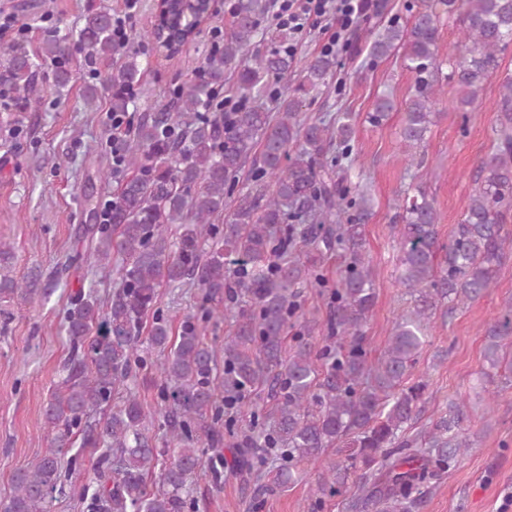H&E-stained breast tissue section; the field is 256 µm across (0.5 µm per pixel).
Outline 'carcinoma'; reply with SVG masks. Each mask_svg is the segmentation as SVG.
Wrapping results in <instances>:
<instances>
[{
    "mask_svg": "<svg viewBox=\"0 0 512 512\" xmlns=\"http://www.w3.org/2000/svg\"><path fill=\"white\" fill-rule=\"evenodd\" d=\"M271 2L236 0L230 34L206 56L201 74L138 124L143 158H128L137 173L125 182L111 223L77 227L97 266L105 269L113 255L121 257L118 283L106 304L92 291L80 292L66 309L69 355L43 409L49 448L14 474L0 512H49L53 494L61 490L64 449L73 447L77 435L81 447L104 449L92 465L93 484L83 489L87 512H184L194 504L192 475L203 466L206 450L224 440L222 419L233 421L253 392L272 401L269 426L237 444L238 471L251 473L259 452L278 450L281 464L262 493L304 481L303 462L342 444L317 475L311 512H320L325 498L357 479L362 494L348 502L352 512H419L428 489L472 448L462 401L450 403L426 430L407 436L427 383L404 381L436 311L446 301L464 304L484 296L512 252V233L505 228L512 213V76L502 80L495 103L493 151L480 162L469 206L448 245L439 243L437 209L424 189L404 193L397 204V282L412 306L398 316L383 353L372 359L363 332L376 300L363 240L372 208L364 186L344 165L353 149L352 116L344 112L334 124L301 118L306 97L336 71V57L322 54L310 61L277 115L268 112L263 89L272 79L288 77L293 67L292 57L278 48L251 52ZM439 6L460 22V51L448 60L446 80L461 93L462 107L478 102L484 82L499 69L500 55L512 46V0H434L405 26L385 18L382 0L374 5L370 56L400 51L413 77L401 127L411 163L435 118ZM175 17L168 44L161 43L158 28L147 32L153 47L173 49L193 34L183 10ZM112 22L111 9L93 0L77 43L93 60L121 54L110 76L111 111L128 112L135 106L127 88L140 79L139 55L114 42ZM69 50L67 39L56 35L38 52L12 45L0 65V100L27 108L37 73L49 61L56 84L66 87L72 79L65 66ZM228 71L236 74L237 93L248 106L227 120L221 112L204 115ZM393 108L390 96H379L370 122L380 124ZM250 159L251 177L271 179V190L235 192ZM232 195L235 207L225 224L212 223ZM173 225L180 229L176 242ZM298 243L314 254L311 264L293 256ZM338 248L344 261L332 282L317 262ZM12 259L11 247L1 241L0 301L47 298L50 284L39 274L16 278L8 266ZM305 281L329 290L328 326L336 344L315 352L301 343L286 358L288 323L301 312L295 288ZM162 283L197 286L209 300L233 287L254 307L239 315L234 334L217 348L206 342L195 317H186L176 333L163 312L153 309ZM485 338L484 376L502 367L512 373V355L504 351L512 338V298ZM151 348L167 352L157 367L160 385L152 409L130 387ZM220 356L224 373L216 377ZM218 389L224 393L221 408L214 399ZM117 395L121 403L114 407ZM154 426L164 431L162 448L150 434ZM150 477L157 479L154 490L147 485Z\"/></svg>",
    "mask_w": 512,
    "mask_h": 512,
    "instance_id": "cac0c4a2",
    "label": "carcinoma"
}]
</instances>
